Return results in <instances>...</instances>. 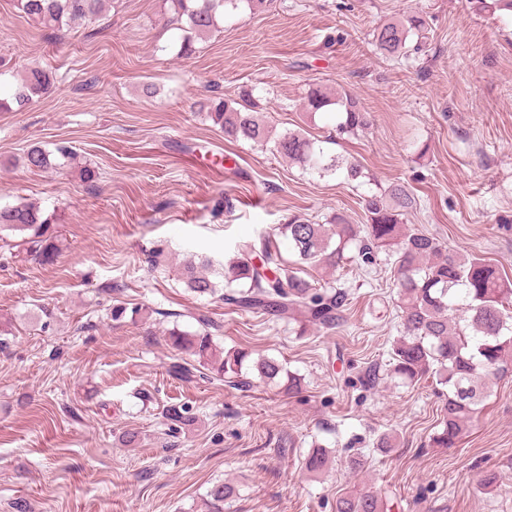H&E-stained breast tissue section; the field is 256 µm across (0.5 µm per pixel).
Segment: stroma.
Returning a JSON list of instances; mask_svg holds the SVG:
<instances>
[{"label":"stroma","mask_w":512,"mask_h":512,"mask_svg":"<svg viewBox=\"0 0 512 512\" xmlns=\"http://www.w3.org/2000/svg\"><path fill=\"white\" fill-rule=\"evenodd\" d=\"M403 13L426 20L421 51L380 55L374 29ZM178 36L161 0H110L92 23L60 31L0 0V90L35 66L54 80L28 108L0 112V206L40 202L60 239L40 264L0 228V512H201L222 483L235 488L224 512H334L337 494L363 483L389 490L392 512H512L511 372L454 448L429 444L445 403L435 381L364 384L400 329L384 259L353 261L338 280L305 268L351 303L345 326L302 336L287 319L226 305L223 291L189 292L178 267L191 254L221 265L292 216L364 224V197L402 183L420 202L406 223L512 279V16L495 0H272L227 11L192 57H178ZM316 83L349 92L369 125L341 136L329 114L308 115ZM245 89L275 134L304 129L364 178L225 141L194 108ZM36 143L91 163L94 187L16 165ZM228 152L236 171L212 162ZM157 249L172 263L151 267ZM199 313L218 346L277 358L301 391L233 387L173 350L165 330H197ZM173 404L194 423L171 429ZM127 432L138 447L123 445ZM384 432L395 447L373 448ZM356 442L367 458L357 474L346 463ZM317 444L331 462L315 476L304 458Z\"/></svg>","instance_id":"1"}]
</instances>
